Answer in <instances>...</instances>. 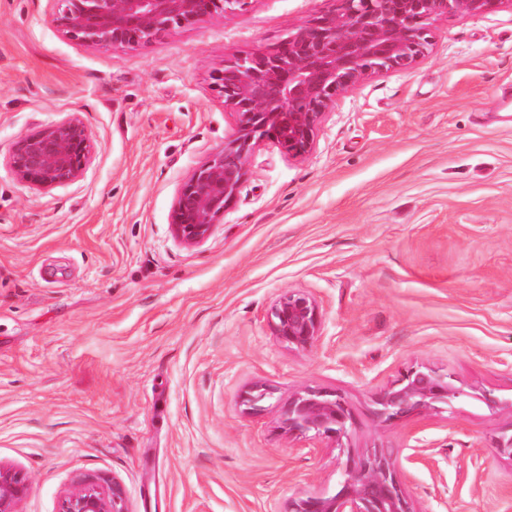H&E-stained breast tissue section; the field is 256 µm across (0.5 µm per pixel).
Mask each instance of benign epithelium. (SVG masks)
<instances>
[{
	"label": "benign epithelium",
	"mask_w": 512,
	"mask_h": 512,
	"mask_svg": "<svg viewBox=\"0 0 512 512\" xmlns=\"http://www.w3.org/2000/svg\"><path fill=\"white\" fill-rule=\"evenodd\" d=\"M60 19L65 33L93 45H137L176 28L225 12L244 0H67ZM503 0H339L337 9L288 34L272 53L253 52L224 63L213 80L224 105L235 114L224 148L200 164L178 190L171 230L186 246L205 241L232 206L245 181L254 146L279 145L293 158L311 152L330 108L364 78L403 69L430 45L431 22L440 15H478ZM90 160L83 122L72 117L19 136L7 156L16 178L51 188L78 178ZM278 338L307 349L321 336L316 300L303 291L282 293L269 311ZM273 388L253 384L242 397L252 414L265 411ZM467 395L451 376L431 368H412L376 400L377 418L400 420L416 412L439 410ZM352 414L338 392L306 389L288 398L282 428L332 440L343 447ZM347 464L333 495H302L289 512H414L388 448L347 449ZM28 489L16 472L0 466V512H18ZM59 512H126L121 489L108 495L87 487L66 495Z\"/></svg>",
	"instance_id": "1"
}]
</instances>
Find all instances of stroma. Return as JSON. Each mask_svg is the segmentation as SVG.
Returning a JSON list of instances; mask_svg holds the SVG:
<instances>
[{"label":"stroma","instance_id":"35a3bbf8","mask_svg":"<svg viewBox=\"0 0 512 512\" xmlns=\"http://www.w3.org/2000/svg\"><path fill=\"white\" fill-rule=\"evenodd\" d=\"M336 6L246 0L112 47L66 36L65 0H0V466L28 485L18 512L116 484L127 512H288L347 461L282 429L306 388L347 398L352 445L394 449L414 512H512L495 450L512 432V0L441 16L425 56L338 100L308 156L257 144L203 243L172 234L180 186L234 129L214 70ZM73 116L83 173L20 183L13 141ZM290 289L319 306L306 350L269 324ZM419 367L500 405L381 422L376 396ZM259 381L275 393L250 415ZM273 388L263 382L254 383L242 397V405L248 413L260 414L265 411L264 401L272 397Z\"/></svg>","mask_w":512,"mask_h":512}]
</instances>
